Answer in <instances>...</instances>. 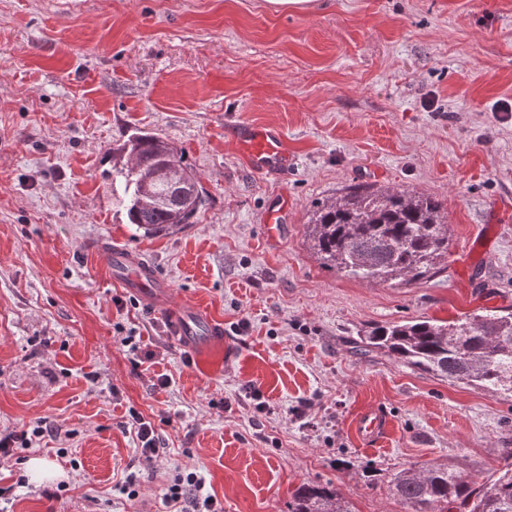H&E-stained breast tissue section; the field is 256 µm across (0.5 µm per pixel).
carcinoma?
<instances>
[{
    "mask_svg": "<svg viewBox=\"0 0 512 512\" xmlns=\"http://www.w3.org/2000/svg\"><path fill=\"white\" fill-rule=\"evenodd\" d=\"M112 161V196L145 236L181 231L205 206L196 172L160 136L132 132L112 149ZM308 228L313 254L342 277L409 285L438 274L448 256L445 205L430 195L350 186L317 207ZM375 348L452 382L512 393V313L375 327L359 337L358 351ZM392 491L406 512H512V453L498 477L476 487L455 471L430 466L401 471ZM290 512L352 510L327 484L301 487Z\"/></svg>",
    "mask_w": 512,
    "mask_h": 512,
    "instance_id": "1",
    "label": "carcinoma"
}]
</instances>
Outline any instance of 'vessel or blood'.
<instances>
[{
  "mask_svg": "<svg viewBox=\"0 0 512 512\" xmlns=\"http://www.w3.org/2000/svg\"><path fill=\"white\" fill-rule=\"evenodd\" d=\"M234 138L244 152L249 168L258 174L284 176L288 173V146L282 131L274 126L240 123ZM101 260L115 288L135 295L162 313L170 322L171 335L182 348L206 353L224 346V326L193 301L176 298L173 288L155 267L137 252L113 246L103 250ZM356 429L374 440L386 429L377 412L360 416Z\"/></svg>",
  "mask_w": 512,
  "mask_h": 512,
  "instance_id": "obj_1",
  "label": "vessel or blood"
}]
</instances>
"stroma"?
Masks as SVG:
<instances>
[{
  "label": "stroma",
  "mask_w": 512,
  "mask_h": 512,
  "mask_svg": "<svg viewBox=\"0 0 512 512\" xmlns=\"http://www.w3.org/2000/svg\"><path fill=\"white\" fill-rule=\"evenodd\" d=\"M512 0H0V431H71L0 457L5 512H164L177 468L224 512H288L329 484L355 512H405L391 480L448 466L481 483L512 451V394L454 384L360 334L417 319L512 313ZM288 138L287 179L247 168L231 123ZM174 143L207 192L181 232L136 233L112 196L131 130ZM447 207L446 268L410 285L336 275L313 255L317 206L355 184ZM287 200L278 239L270 209ZM491 241L472 274L468 247ZM128 247L234 346L189 354L167 322L113 288L96 245ZM247 329H240V321ZM139 338L141 366L120 340ZM171 385L153 388L159 375ZM267 404L253 412V391ZM166 442L141 465L129 409ZM390 428L366 441L358 416ZM138 471L140 497L116 486Z\"/></svg>",
  "instance_id": "35a3bbf8"
}]
</instances>
